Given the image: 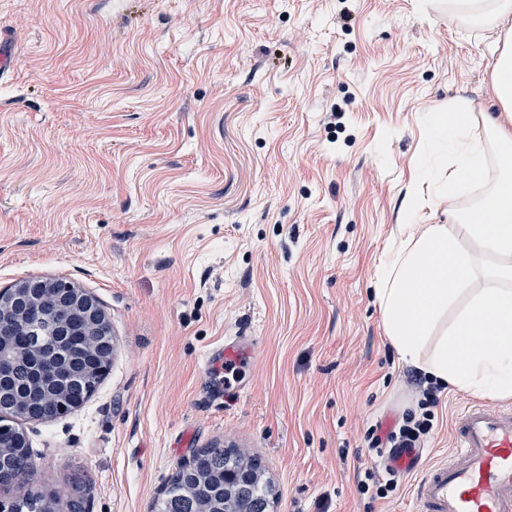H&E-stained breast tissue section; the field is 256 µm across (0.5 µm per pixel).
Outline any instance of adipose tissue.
I'll return each instance as SVG.
<instances>
[{
  "label": "adipose tissue",
  "mask_w": 512,
  "mask_h": 512,
  "mask_svg": "<svg viewBox=\"0 0 512 512\" xmlns=\"http://www.w3.org/2000/svg\"><path fill=\"white\" fill-rule=\"evenodd\" d=\"M448 14L490 32L496 109L449 99L429 141L447 175L434 200L473 194L466 215L408 234L377 273L375 300L399 359L448 388L512 397V0H448Z\"/></svg>",
  "instance_id": "obj_1"
}]
</instances>
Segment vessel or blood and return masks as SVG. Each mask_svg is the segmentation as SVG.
Here are the masks:
<instances>
[{
  "label": "vessel or blood",
  "mask_w": 512,
  "mask_h": 512,
  "mask_svg": "<svg viewBox=\"0 0 512 512\" xmlns=\"http://www.w3.org/2000/svg\"><path fill=\"white\" fill-rule=\"evenodd\" d=\"M16 68L15 42L0 35V79L14 76ZM254 349L245 337L225 338L207 353L204 366L217 371L240 364ZM396 465L421 475L416 485L418 512H512V407L469 400L456 414L448 456L425 470L408 454Z\"/></svg>",
  "instance_id": "1"
}]
</instances>
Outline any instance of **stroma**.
Here are the masks:
<instances>
[{"mask_svg": "<svg viewBox=\"0 0 512 512\" xmlns=\"http://www.w3.org/2000/svg\"><path fill=\"white\" fill-rule=\"evenodd\" d=\"M0 289L60 278L112 326L77 411L24 423L32 489L151 512L179 464L258 459L271 512H416L359 493L370 425L417 407L374 301L434 111H494L492 37L438 0H0ZM255 353L214 395L203 354ZM467 393L442 388L429 465ZM17 54L14 40L0 34V79L14 77L17 68ZM255 346L252 340L242 336L226 337L224 344L209 351L204 359L207 370L224 369L225 364L239 365L242 358L253 353Z\"/></svg>", "mask_w": 512, "mask_h": 512, "instance_id": "1", "label": "stroma"}]
</instances>
